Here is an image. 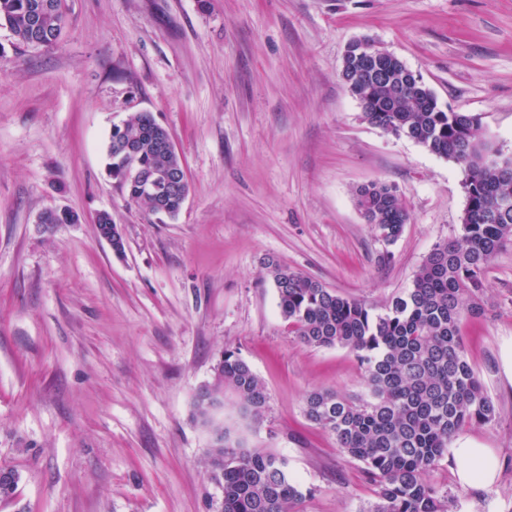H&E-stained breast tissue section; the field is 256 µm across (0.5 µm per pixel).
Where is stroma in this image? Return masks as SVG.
Here are the masks:
<instances>
[{
	"instance_id": "1",
	"label": "stroma",
	"mask_w": 512,
	"mask_h": 512,
	"mask_svg": "<svg viewBox=\"0 0 512 512\" xmlns=\"http://www.w3.org/2000/svg\"><path fill=\"white\" fill-rule=\"evenodd\" d=\"M65 4L55 46L0 27V466L19 475L0 512H215L192 400L227 350L270 397L250 447L315 489L298 512H366L373 486L303 411L313 391L365 394L361 369L347 349L299 341L264 263L379 308L410 286L461 222L464 173L364 121L342 57L371 39L512 156V0ZM136 112L182 160L177 218L145 213L108 174L111 131ZM379 180L410 216L388 248L355 200ZM50 207L81 220L44 230ZM100 211L123 255L99 236ZM483 306L461 335L497 415L460 442L495 449L499 478L462 486L450 457L427 478L457 512H512V247L485 274Z\"/></svg>"
}]
</instances>
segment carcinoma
I'll list each match as a JSON object with an SVG mask.
<instances>
[{
    "label": "carcinoma",
    "mask_w": 512,
    "mask_h": 512,
    "mask_svg": "<svg viewBox=\"0 0 512 512\" xmlns=\"http://www.w3.org/2000/svg\"><path fill=\"white\" fill-rule=\"evenodd\" d=\"M66 25L64 0H0V26L27 47L55 45ZM341 77L366 122L462 168L467 204L460 227L434 246L411 287L381 312L276 262L268 264V276L280 312L300 341L347 349L363 372L367 397L314 391L305 398L304 412L360 463L377 498L368 512H452L458 500L426 475L448 455L459 431L496 417L469 363L461 326L483 313V277L495 256L512 244V157L480 137L478 115L443 109L419 74L369 39L349 46ZM169 139L150 113L132 114L112 129L108 174L146 212L175 217L188 183L177 180L156 198L142 178L152 171L183 174L178 154L163 149ZM356 203L384 245L398 240L409 214L393 185H363ZM229 397L244 423L264 420L265 384L237 352L226 350L192 403L201 427L224 433L222 446L208 448L211 479L223 490L218 512H294L315 488L302 487L284 457L248 447L237 427L213 419L208 404Z\"/></svg>",
    "instance_id": "obj_1"
}]
</instances>
